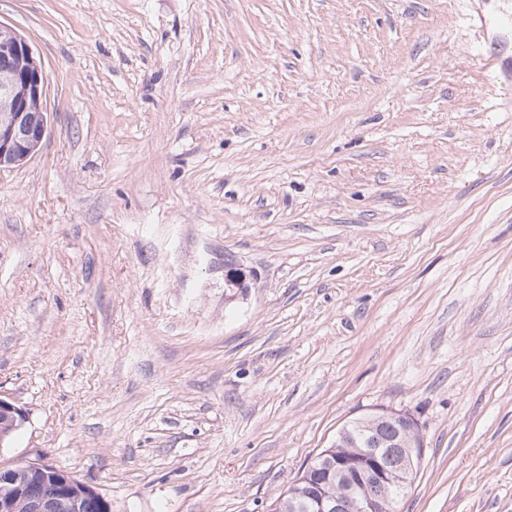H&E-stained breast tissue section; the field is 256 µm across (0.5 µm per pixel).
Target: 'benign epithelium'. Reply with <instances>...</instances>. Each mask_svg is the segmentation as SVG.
<instances>
[{
	"instance_id": "1",
	"label": "benign epithelium",
	"mask_w": 512,
	"mask_h": 512,
	"mask_svg": "<svg viewBox=\"0 0 512 512\" xmlns=\"http://www.w3.org/2000/svg\"><path fill=\"white\" fill-rule=\"evenodd\" d=\"M13 62L0 78V169L18 166L32 157L47 133L48 76L30 43L13 29L0 32V57ZM247 275L234 262L224 267V284L245 286ZM26 420V412L0 396V447ZM336 433V447L322 462L301 472L288 490V501H301L313 512H391L388 492L410 487L425 452L422 426L407 411L376 408ZM342 487L334 494L331 480ZM12 489L0 494V512H110L93 487L53 465L28 461L0 466V484Z\"/></svg>"
}]
</instances>
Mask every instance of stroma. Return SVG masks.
Wrapping results in <instances>:
<instances>
[{"mask_svg":"<svg viewBox=\"0 0 512 512\" xmlns=\"http://www.w3.org/2000/svg\"><path fill=\"white\" fill-rule=\"evenodd\" d=\"M512 0H0V396L111 512H265L370 410L401 512H512ZM247 272L224 285L225 261ZM0 57L13 62L0 78V169L18 166L32 157L47 133L48 76L30 43L1 26Z\"/></svg>","mask_w":512,"mask_h":512,"instance_id":"stroma-1","label":"stroma"}]
</instances>
